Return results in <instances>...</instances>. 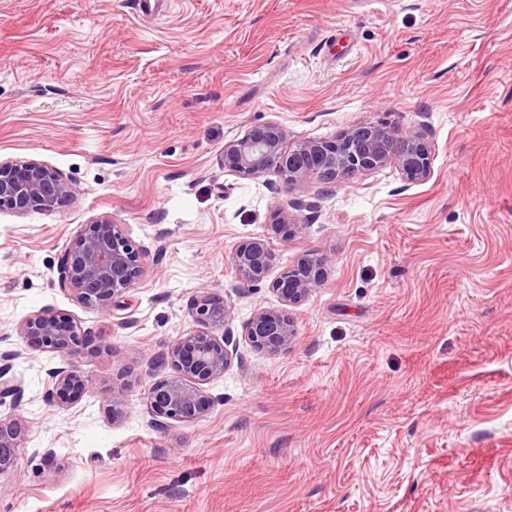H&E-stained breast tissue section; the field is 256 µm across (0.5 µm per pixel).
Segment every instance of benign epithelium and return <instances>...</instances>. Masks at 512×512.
<instances>
[{
  "instance_id": "1",
  "label": "benign epithelium",
  "mask_w": 512,
  "mask_h": 512,
  "mask_svg": "<svg viewBox=\"0 0 512 512\" xmlns=\"http://www.w3.org/2000/svg\"><path fill=\"white\" fill-rule=\"evenodd\" d=\"M288 132L276 122L254 126L240 138L224 144V170L239 177L276 175L286 190L315 179L336 183L387 164L406 180L421 181L430 174L431 146L417 131L399 132L383 123H365L333 140H306L287 144ZM75 188L58 170L28 158L0 159V210L24 215L30 211L54 213L66 207ZM147 248L133 242L124 225L101 215L80 226L58 266V280L80 304L105 315L121 307L129 289L142 277ZM277 261L271 243L260 236L239 242L230 257L239 284L256 287L268 280ZM327 278V260L307 254L271 280V288L286 306L304 302ZM196 329L179 337L155 361L171 365L175 374L149 385L147 405L153 423H192L215 403L202 385L224 375L238 349L234 344V308L224 296L204 292L191 305ZM25 350L70 356L88 343L77 323L66 313L38 311L17 327ZM250 345L270 354L286 351L296 342L297 329L285 309L258 307L246 322ZM12 365H0V402H21L22 380ZM46 400L67 407L90 391V380L65 362L49 370ZM28 431L19 417H0V476L13 475Z\"/></svg>"
}]
</instances>
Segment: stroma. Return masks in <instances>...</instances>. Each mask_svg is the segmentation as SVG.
Segmentation results:
<instances>
[{
    "label": "stroma",
    "instance_id": "obj_1",
    "mask_svg": "<svg viewBox=\"0 0 512 512\" xmlns=\"http://www.w3.org/2000/svg\"><path fill=\"white\" fill-rule=\"evenodd\" d=\"M138 2L0 0V157L76 188L55 213L0 210V355L24 385L0 417L29 431L0 512H512V0ZM271 121L292 143L418 130L431 171L287 193L225 173V142ZM282 206L305 233H276ZM102 214L149 249L116 318L58 282ZM255 236L277 270L328 262L277 355L243 329L279 297L229 265ZM204 291L233 304L239 359L206 416L155 427L144 391L173 370L153 360ZM46 308L94 344L72 357L92 391L66 408L44 398L59 356L17 333Z\"/></svg>",
    "mask_w": 512,
    "mask_h": 512
}]
</instances>
